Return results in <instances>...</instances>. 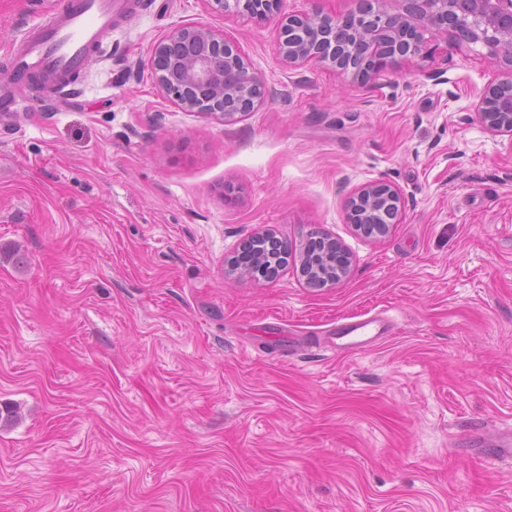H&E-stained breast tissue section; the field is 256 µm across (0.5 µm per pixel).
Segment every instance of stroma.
<instances>
[{
	"instance_id": "obj_1",
	"label": "stroma",
	"mask_w": 512,
	"mask_h": 512,
	"mask_svg": "<svg viewBox=\"0 0 512 512\" xmlns=\"http://www.w3.org/2000/svg\"><path fill=\"white\" fill-rule=\"evenodd\" d=\"M57 0H0L7 50ZM137 0L75 83L0 122V512H512V465L474 442L512 425V137L473 104L512 78L481 46L354 80L288 63L292 15ZM202 24L265 84L232 121L182 109L150 65ZM385 182L396 223L367 239L347 201ZM273 230L294 255L270 282L227 273ZM352 254L307 287L311 232ZM384 312L354 355L311 337ZM334 266L336 267L333 269V271L328 275H322L320 272H317L312 268H310L308 274L305 276V281L307 285L311 288L314 287H324L327 285H333L336 284V282L340 281L342 278H344L349 270L350 263L348 260L343 261V265L339 264L337 261L334 263ZM323 281H320V280Z\"/></svg>"
}]
</instances>
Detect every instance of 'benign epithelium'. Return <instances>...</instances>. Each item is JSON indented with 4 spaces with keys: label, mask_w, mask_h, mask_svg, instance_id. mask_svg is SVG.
I'll list each match as a JSON object with an SVG mask.
<instances>
[{
    "label": "benign epithelium",
    "mask_w": 512,
    "mask_h": 512,
    "mask_svg": "<svg viewBox=\"0 0 512 512\" xmlns=\"http://www.w3.org/2000/svg\"><path fill=\"white\" fill-rule=\"evenodd\" d=\"M457 9L453 0H358V8L343 17L315 11L286 20L311 29L317 40L304 45L283 44L282 54L290 64L317 59L340 66L333 55L337 39L352 19L365 16V23L355 32V46L364 58L362 67H348L352 76L368 79L373 73L400 61L424 54L428 38L456 37L468 44H481L488 57L500 66L512 69V0H463ZM396 21L394 28L388 21ZM152 66L158 86L172 95L189 111H202V104L187 93L190 85L205 88L212 101L224 109L214 113L226 120L244 115L261 104L265 97L261 77L250 70L237 47L215 30L203 25L183 26L175 30L153 50ZM478 120L490 131L512 136V81L487 86L475 104ZM385 198L400 202L398 191L386 183H373L360 189L349 200L352 220L364 224L378 221V210H362L364 203ZM261 241L269 253L284 249L278 238L264 232L249 238L243 247ZM335 269L323 275L309 270L305 280L309 287L333 285L344 278L350 263H334Z\"/></svg>",
    "instance_id": "benign-epithelium-1"
}]
</instances>
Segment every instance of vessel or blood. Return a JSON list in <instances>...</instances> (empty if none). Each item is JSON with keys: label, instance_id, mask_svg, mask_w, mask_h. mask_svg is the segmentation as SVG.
<instances>
[{"label": "vessel or blood", "instance_id": "obj_1", "mask_svg": "<svg viewBox=\"0 0 512 512\" xmlns=\"http://www.w3.org/2000/svg\"><path fill=\"white\" fill-rule=\"evenodd\" d=\"M127 0H67L64 7L25 33L11 49L12 78L0 86V107L18 102V87L33 72L47 75L44 95L59 97L72 86V78L87 65L90 57L111 34L115 19L127 12ZM391 331L387 318L337 321L334 338L343 349L356 353L366 349ZM494 446L490 460H512V429L492 432Z\"/></svg>", "mask_w": 512, "mask_h": 512}]
</instances>
